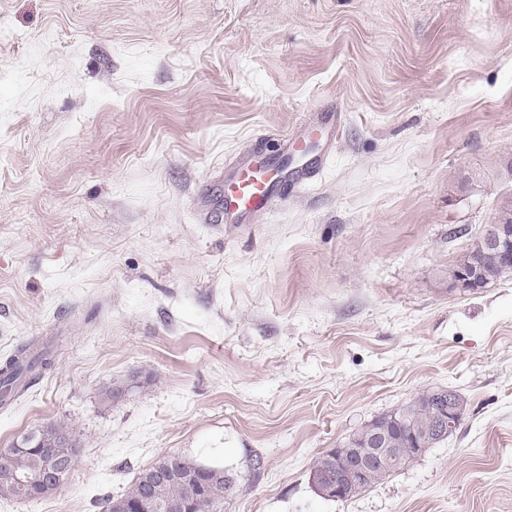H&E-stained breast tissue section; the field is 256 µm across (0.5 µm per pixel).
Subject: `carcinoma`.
<instances>
[{"label": "carcinoma", "instance_id": "obj_1", "mask_svg": "<svg viewBox=\"0 0 512 512\" xmlns=\"http://www.w3.org/2000/svg\"><path fill=\"white\" fill-rule=\"evenodd\" d=\"M494 223L512 230V197L501 200ZM473 267L480 270L485 285L507 275L503 269L501 253L494 247L482 246L477 242L470 244L454 265L456 270ZM53 367V353L48 347H37L33 343L18 347L0 365V406L7 407L26 389L27 381L43 375ZM447 408L448 394L435 390L423 391L407 405L362 427L341 447L320 454L313 462L310 474L333 470L336 460L347 453L348 449L361 448L367 443L371 431H387L398 452L389 463L369 469L348 485L346 498H352L403 468L416 457V449L432 448L447 439L448 431L443 428ZM56 435L66 436L72 442L73 453L64 460L58 478V482L64 481L76 464L78 446L74 433L67 425L51 422L22 437L21 447L12 452L8 464L0 465L1 497L36 502L54 493L53 489L41 483L27 485L22 483V479L33 476L45 467L49 460V449L52 448V437ZM206 479V487L200 490H193L178 480H170L156 488L154 502L164 505L182 503L185 505L183 512H221L224 499L234 488V479L228 473L213 468L207 469Z\"/></svg>", "mask_w": 512, "mask_h": 512}]
</instances>
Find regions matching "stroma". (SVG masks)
I'll return each mask as SVG.
<instances>
[{
    "label": "stroma",
    "instance_id": "35a3bbf8",
    "mask_svg": "<svg viewBox=\"0 0 512 512\" xmlns=\"http://www.w3.org/2000/svg\"><path fill=\"white\" fill-rule=\"evenodd\" d=\"M240 157L323 168L228 224ZM510 195L512 0H0V362L55 350L0 449L78 444L0 512H103L169 454L233 476L224 512H512V277L448 278ZM448 389V439L316 493L319 454ZM67 436L72 442L73 453L66 458L59 471L60 477L57 478L59 485L73 470L77 456L78 446L75 435L72 430L62 422H51L45 424L23 436L20 440L21 447H15L11 456L1 451V458H8L6 466L0 465V496L16 498L28 502H36L53 494L58 487L46 488L42 483L49 481L56 475L53 471L42 470L49 460V450L52 447L53 436ZM48 448V449H44ZM42 483L33 485L23 484L21 480L25 477H32L35 472Z\"/></svg>",
    "mask_w": 512,
    "mask_h": 512
}]
</instances>
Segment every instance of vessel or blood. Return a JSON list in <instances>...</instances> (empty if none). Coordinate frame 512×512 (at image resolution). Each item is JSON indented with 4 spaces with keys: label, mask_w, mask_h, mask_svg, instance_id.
<instances>
[{
    "label": "vessel or blood",
    "mask_w": 512,
    "mask_h": 512,
    "mask_svg": "<svg viewBox=\"0 0 512 512\" xmlns=\"http://www.w3.org/2000/svg\"><path fill=\"white\" fill-rule=\"evenodd\" d=\"M286 198L269 174L257 172L243 159L238 161L231 182L224 187V208L240 220L266 212Z\"/></svg>",
    "instance_id": "obj_1"
}]
</instances>
